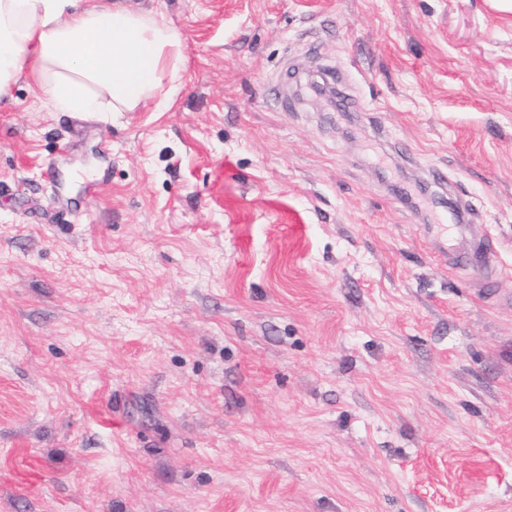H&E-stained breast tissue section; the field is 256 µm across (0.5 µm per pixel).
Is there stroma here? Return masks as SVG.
Instances as JSON below:
<instances>
[{
    "mask_svg": "<svg viewBox=\"0 0 512 512\" xmlns=\"http://www.w3.org/2000/svg\"><path fill=\"white\" fill-rule=\"evenodd\" d=\"M128 2L168 110L0 96V512H512V11Z\"/></svg>",
    "mask_w": 512,
    "mask_h": 512,
    "instance_id": "1",
    "label": "stroma"
}]
</instances>
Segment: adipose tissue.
<instances>
[{"label": "adipose tissue", "instance_id": "obj_1", "mask_svg": "<svg viewBox=\"0 0 512 512\" xmlns=\"http://www.w3.org/2000/svg\"><path fill=\"white\" fill-rule=\"evenodd\" d=\"M184 59L182 33L149 10L0 0V95L26 74L53 112L164 111Z\"/></svg>", "mask_w": 512, "mask_h": 512}]
</instances>
